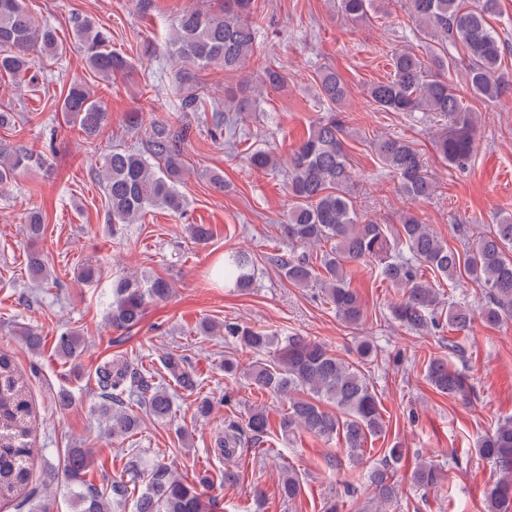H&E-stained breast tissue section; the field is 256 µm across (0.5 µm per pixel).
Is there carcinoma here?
<instances>
[{
	"label": "carcinoma",
	"instance_id": "obj_1",
	"mask_svg": "<svg viewBox=\"0 0 512 512\" xmlns=\"http://www.w3.org/2000/svg\"><path fill=\"white\" fill-rule=\"evenodd\" d=\"M344 19L358 22L367 18L374 0H337ZM499 0H477L466 7L461 0H408L409 17L420 33L433 39L425 54L404 51L392 56V76L367 90L369 98L387 112H421L446 125L435 137V150L445 165L464 169L470 163L477 142V117L465 108L456 92L451 74L457 68V52L468 60L466 84L476 96L496 101L512 86L502 69L503 43L492 25L499 14ZM270 23L258 12L254 0H224V14L201 9L185 12L178 20L168 53L180 64L179 84L172 88L178 112L205 110L204 84L197 74L210 68L224 69V76L236 84L224 90V111L212 114V133L222 139L235 136L240 115L257 110V97L278 90L287 82L282 67L266 63L256 75L245 73L249 61L260 54L259 34ZM78 48L87 67L104 81L126 74L132 63L109 49L107 34L88 17L74 19ZM64 51L56 32L36 24L25 0H0V76H20L43 58H55ZM349 94L348 85L333 69L322 71L317 95L331 115L313 123L302 141L288 155V194L291 205L280 225L288 246L302 249L271 258L286 280L300 287L318 284L327 303L346 323L359 324L364 316L362 301L349 288L350 263L374 266L392 287L400 291L392 307L393 319L411 330L429 332L443 327L438 311L446 308V323L465 330L475 317L489 325L512 320V216L499 219L477 232L473 246L465 253L448 247L436 232L421 220L415 206L430 199L436 182L428 172L422 154L410 141L384 136L374 142L381 163L399 180L398 190L407 201L397 224H380L359 216L354 196V175L345 151L346 125L334 114ZM60 112L68 126H75L87 140L96 139L109 121V113L88 85L73 79L62 93ZM191 127L169 120L154 121L142 146L115 148L97 168L106 194L112 232L134 224L152 207L174 213L184 210L185 200L178 190L183 171V145ZM257 169H273L279 161L271 149H255L245 156ZM46 155L18 145L0 142V185L14 178L20 168L42 167ZM43 216L28 214L25 235L36 242L43 235ZM256 261L241 250L224 253V286L238 292L252 288L256 281ZM27 270L34 284L43 288L57 283L44 255L34 250L27 255ZM448 279L457 286L467 278L480 288L484 304L475 310L457 301H444L440 289L425 278V271ZM171 283L156 275L147 281L135 276L112 280V309L109 324L119 331L136 328L148 304L167 299ZM205 336L224 332V338L238 349L269 353L271 359L244 366L234 357H224L228 376H243L252 388L269 393L287 404L278 430L283 441L303 430L327 441L343 440L354 461L363 459L368 440L386 434L380 401L363 366L377 361V348L364 339L359 343L360 361L346 362L323 344L305 336H278L264 329L237 322L219 325L210 320L198 324ZM84 337L74 328L55 340V355L66 363L77 360ZM161 364L176 386L187 392L199 389L196 373L182 357L167 353ZM156 373L123 359H109L94 371V385L100 399L98 412L109 423L112 438L126 439L140 426L137 413L126 407L133 399L146 414L164 421L172 413L170 386L155 381ZM425 378L438 393L469 397L466 377L436 358L425 367ZM31 405L15 374L10 358L0 353V499L20 493L31 481L29 462L35 449L28 441ZM271 428L265 406H253L244 424H224L214 438V454L230 459L245 435L261 441ZM476 455L492 461L500 476L485 491L486 512H512V417L477 441ZM404 451L393 445L385 449L381 462L366 477L379 503L395 498V476L404 463ZM95 464L90 448L75 445L66 449L62 471L45 470L44 493L25 495L16 503L27 512H53L51 489L64 477L72 495L74 512H125L134 495L133 485L143 480L136 496L134 512H212L214 501L204 497L200 487L206 478L189 481L170 467L156 463L143 473L138 460L129 462L130 479L114 481L102 490L88 476ZM414 487L425 492L441 485L442 468L422 460L413 468ZM278 491L282 498L294 499L301 492L295 471L281 470Z\"/></svg>",
	"mask_w": 512,
	"mask_h": 512
}]
</instances>
